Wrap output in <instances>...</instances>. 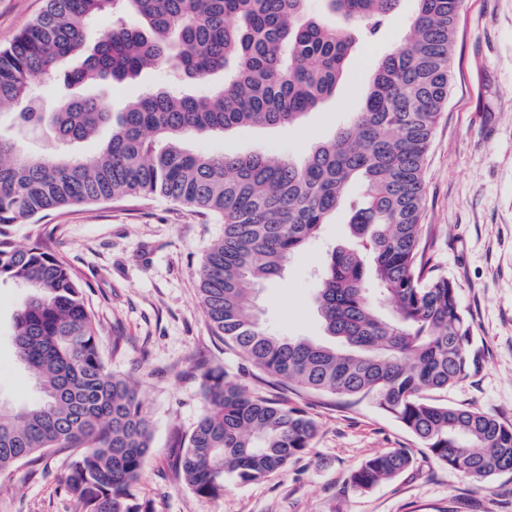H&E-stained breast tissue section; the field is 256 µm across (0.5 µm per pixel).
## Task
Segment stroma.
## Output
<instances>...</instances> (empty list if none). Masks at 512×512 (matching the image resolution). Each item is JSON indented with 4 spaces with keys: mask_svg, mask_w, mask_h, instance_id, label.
Segmentation results:
<instances>
[{
    "mask_svg": "<svg viewBox=\"0 0 512 512\" xmlns=\"http://www.w3.org/2000/svg\"><path fill=\"white\" fill-rule=\"evenodd\" d=\"M45 0H0V46L8 45L43 10ZM416 0H399L373 37H357L334 97L301 127H252L191 140L210 155L258 153L273 159L306 156L362 105L379 60L404 40ZM448 102L425 160L424 239L435 273L452 279L484 353L480 371L436 393L439 402L478 408L512 422V0H462ZM180 85L165 68L136 80L84 87L111 100L114 111L159 85ZM351 189L317 239L294 254L281 277L265 282L256 304L274 332L324 340L314 301L328 252L349 235ZM44 222L86 292L100 326L108 369L142 392L154 432L135 491L151 512H512V474L473 489L436 464L392 415L364 400L350 408L334 398L275 388L302 407L317 433L286 471L228 485L222 497L202 496L175 466L174 434L188 435L202 399L197 370L229 368L243 386L262 390L260 373L215 336L203 312L195 271L222 225L164 198H123L75 205ZM25 287L0 286V401H34V379L8 341ZM122 348L113 352L112 339ZM406 448L412 466L368 491L349 477L367 458ZM74 452L56 448L38 461L0 475V512H81L61 478Z\"/></svg>",
    "mask_w": 512,
    "mask_h": 512,
    "instance_id": "1",
    "label": "stroma"
}]
</instances>
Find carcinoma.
Instances as JSON below:
<instances>
[{"instance_id": "obj_1", "label": "carcinoma", "mask_w": 512, "mask_h": 512, "mask_svg": "<svg viewBox=\"0 0 512 512\" xmlns=\"http://www.w3.org/2000/svg\"><path fill=\"white\" fill-rule=\"evenodd\" d=\"M46 0L42 13L0 48V284L31 292L13 319L19 361L38 399L0 402V474L52 448H77L62 477L82 512H148L133 491L151 450L153 422L135 383L108 371L100 330L71 268L39 220L66 207L124 197H164L224 225L197 270L215 335L268 376L346 403L371 400L394 416L429 457L481 488L512 474V422L439 403L479 372L483 353L455 283L427 269L422 244L424 164L452 83V44L462 0H416L405 42L378 64L360 111L302 160L193 151L187 140L249 126L297 125L336 94L356 30L378 33L398 0ZM110 14V31L88 41ZM74 57L81 66L62 71ZM151 67L187 82L224 74L210 92L158 86L122 112L95 96L65 94L51 110L34 81L72 87L123 81ZM112 126L100 150L76 157L31 154L19 135L60 145ZM362 201L349 241L333 249L315 292L327 345L280 336L254 312L262 283L318 236L350 188ZM30 224L29 244L7 227ZM203 401L175 468L208 497L226 482L283 472L310 446L316 423L299 407L248 392L230 371L199 370ZM413 463L405 448L369 457L351 475L360 490Z\"/></svg>"}]
</instances>
